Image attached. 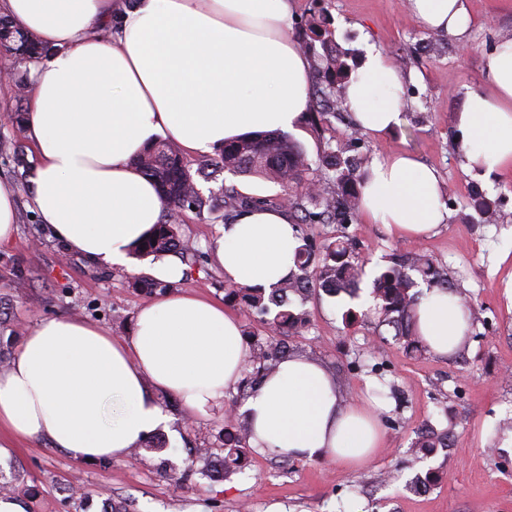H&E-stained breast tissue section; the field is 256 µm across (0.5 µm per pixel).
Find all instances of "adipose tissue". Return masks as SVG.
Returning <instances> with one entry per match:
<instances>
[{
	"instance_id": "adipose-tissue-1",
	"label": "adipose tissue",
	"mask_w": 512,
	"mask_h": 512,
	"mask_svg": "<svg viewBox=\"0 0 512 512\" xmlns=\"http://www.w3.org/2000/svg\"><path fill=\"white\" fill-rule=\"evenodd\" d=\"M294 0H0V11L58 53L33 67L24 132L36 150L29 205L51 238L88 261L125 263L157 224L163 202L133 165L164 137L188 151L212 150L246 133L293 127L309 104L310 62L286 33ZM421 22L463 35L464 0H411ZM485 87L459 114L465 165L512 171V38L486 62ZM401 77L369 53L345 104L363 129L403 120ZM367 221L396 239H419L447 211L438 179L413 155L375 162L362 186ZM296 237L285 209L232 217L214 241L224 279L272 288L294 269ZM470 313L452 291L433 289L418 331L438 354L466 338ZM246 357L238 319L194 295L143 305L130 340L77 316L39 321L0 370V448L43 439L72 459L119 458L163 422L158 396H180L193 412L224 403ZM243 411L253 443L292 459L365 468L385 446L375 405L344 406L315 361L283 360L250 392Z\"/></svg>"
}]
</instances>
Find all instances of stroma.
Instances as JSON below:
<instances>
[{
	"mask_svg": "<svg viewBox=\"0 0 512 512\" xmlns=\"http://www.w3.org/2000/svg\"><path fill=\"white\" fill-rule=\"evenodd\" d=\"M473 23L461 37L430 30L408 0H296L287 34L297 38L311 18L326 20L339 46L356 60L381 52L403 75V122L375 135L341 107L330 126L314 129L302 118L290 130L317 159L328 141L352 144L371 160L406 152L434 169L448 212L443 224L418 240L398 241L384 225L358 220L346 226L355 261L367 272L388 266L396 248L421 250L448 272L465 296L471 332L460 351L413 358L393 337L375 330L368 290L359 298L316 291L293 303L306 325L287 342L295 354L319 361L335 378L345 404L379 406L385 448L363 470L329 460L292 459L251 446L230 479L206 462L186 467L188 451L224 452V409L208 414L171 406L159 398L164 422L153 436L163 449L137 447L112 460L80 462L36 439L0 450V482L25 512H102L104 494L121 512H512V454L499 447L512 421V173L468 171L455 148L458 116L468 90L483 86L485 62L500 41L512 37V0H466ZM501 201L496 220L472 222L470 190ZM18 233L0 249V352L12 353L36 322L78 315L129 336L148 293L133 288L140 276L157 277L173 263L130 258L124 265L94 267L67 252L32 217L27 197L17 207ZM222 221L184 211L181 232L198 253L186 264L173 294L224 299V274L211 260ZM358 319L347 324L345 313ZM448 429L451 445L424 453L412 446L418 432ZM422 491L407 490L414 477Z\"/></svg>",
	"mask_w": 512,
	"mask_h": 512,
	"instance_id": "obj_1",
	"label": "stroma"
}]
</instances>
